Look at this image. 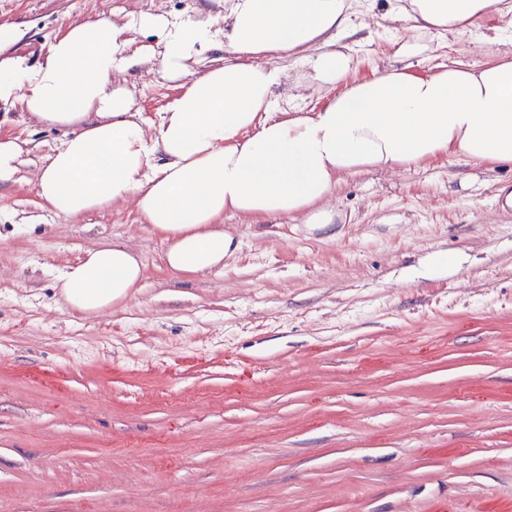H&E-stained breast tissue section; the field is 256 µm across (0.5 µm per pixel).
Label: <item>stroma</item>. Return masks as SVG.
Returning <instances> with one entry per match:
<instances>
[{"instance_id":"stroma-1","label":"stroma","mask_w":512,"mask_h":512,"mask_svg":"<svg viewBox=\"0 0 512 512\" xmlns=\"http://www.w3.org/2000/svg\"><path fill=\"white\" fill-rule=\"evenodd\" d=\"M356 0L349 81L393 65L404 23ZM145 12L224 35V0H0L8 49L36 64L69 24ZM482 29L436 36L418 73L480 65ZM277 64L310 112L327 92ZM149 122L182 87L123 76ZM72 128L0 106V137L40 164ZM512 164L441 155L343 177L345 221L225 214L237 251L181 275L133 201L69 217L0 184V512H512ZM131 245L144 274L99 315L59 277L86 249ZM456 257L441 264L440 254Z\"/></svg>"}]
</instances>
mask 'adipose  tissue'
Listing matches in <instances>:
<instances>
[{"label":"adipose tissue","instance_id":"adipose-tissue-1","mask_svg":"<svg viewBox=\"0 0 512 512\" xmlns=\"http://www.w3.org/2000/svg\"><path fill=\"white\" fill-rule=\"evenodd\" d=\"M229 2L221 44L208 23L144 13L132 26L69 25L35 67L20 56L0 59V104L79 128L36 174L44 207L76 217L134 198L167 243L168 267L195 275L223 267L236 249L220 223L225 212L332 224L339 213L330 199L343 175L413 169L443 154L512 163V0H390L388 20H408L411 34L394 43L396 66L353 83L346 39L354 0ZM492 16L502 20L496 60L410 73L428 37L467 32ZM135 28L155 33L156 44L130 50ZM219 48L223 58L193 74L192 64ZM293 52L320 85L344 87L319 111L275 109L284 73L274 61ZM144 65L189 81L156 124L115 81ZM142 277L131 249L103 243L62 272L60 288L71 312L99 314Z\"/></svg>","mask_w":512,"mask_h":512}]
</instances>
